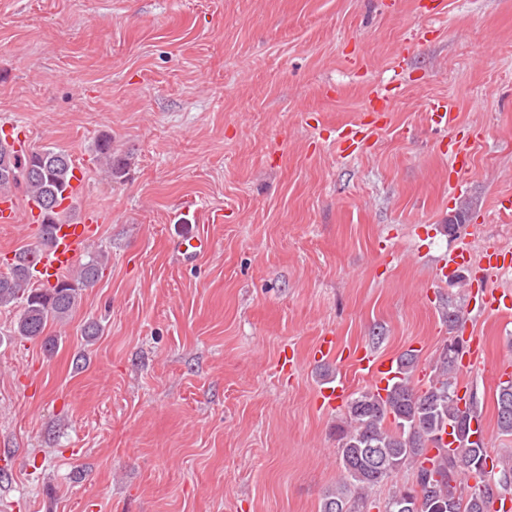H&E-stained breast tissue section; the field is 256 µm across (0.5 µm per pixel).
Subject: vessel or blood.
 Masks as SVG:
<instances>
[{"label":"vessel or blood","mask_w":512,"mask_h":512,"mask_svg":"<svg viewBox=\"0 0 512 512\" xmlns=\"http://www.w3.org/2000/svg\"><path fill=\"white\" fill-rule=\"evenodd\" d=\"M98 233L99 218L93 210L85 211L79 220H65L54 225L49 245L34 247L32 252L38 279L49 284L66 274ZM205 248V241L192 231L185 232L177 242L179 256L186 262L195 261ZM467 265L465 253L450 250L447 259L439 265L437 276L442 280H453L459 270ZM358 366L372 379L375 391L379 394L383 393L397 371L394 362L381 359L368 351L359 357Z\"/></svg>","instance_id":"1"}]
</instances>
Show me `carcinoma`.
I'll use <instances>...</instances> for the list:
<instances>
[{
	"label": "carcinoma",
	"mask_w": 512,
	"mask_h": 512,
	"mask_svg": "<svg viewBox=\"0 0 512 512\" xmlns=\"http://www.w3.org/2000/svg\"><path fill=\"white\" fill-rule=\"evenodd\" d=\"M99 154L108 169L120 172L123 163L112 158V144L102 140ZM74 169L68 152L55 147L24 155L0 145V190L24 186L28 199L40 210L41 245L50 242L53 225L65 217L61 209ZM31 250L14 254L9 270L0 274V307L23 306L15 333L29 339L43 335L47 321L66 319L77 305L82 289L102 276L105 254L88 255L77 272L65 274L48 288L32 283ZM459 352L444 350L435 367V380L418 393L410 384L414 355L399 358L401 378L381 398L371 390L355 393L347 403L346 424L337 428L339 463L344 481L324 498L321 512H367L365 493L406 464L415 466L410 486L392 490L382 512H489L493 488H512V466L502 467L497 484L482 480L486 473L485 443L470 439L471 422L478 417L479 401L456 394L452 373ZM499 431L512 434V382H502L496 394ZM450 433L458 447H442ZM437 454L429 457L430 448ZM479 479L473 486L460 476Z\"/></svg>",
	"instance_id": "cac0c4a2"
}]
</instances>
